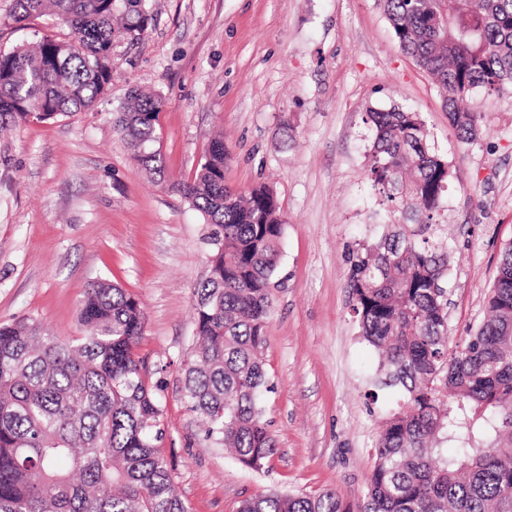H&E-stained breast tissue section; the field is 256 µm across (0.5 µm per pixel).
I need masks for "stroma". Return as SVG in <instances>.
Segmentation results:
<instances>
[{"label": "stroma", "instance_id": "1", "mask_svg": "<svg viewBox=\"0 0 512 512\" xmlns=\"http://www.w3.org/2000/svg\"><path fill=\"white\" fill-rule=\"evenodd\" d=\"M0 0V51L67 37L43 18L18 28ZM152 21L112 52L110 90L69 117L0 131V323L31 317L55 336L85 335V288L117 282L145 314L141 355L167 362L166 438L192 512H238L267 492L335 491L363 503L380 423L393 395L370 404L378 358L359 333L348 276L353 252L383 228L363 117L399 104L419 113L452 162L442 234L448 335L483 323L501 250L512 241V93L477 92L487 126L460 146L432 77L397 44L379 0H147ZM163 100V175L136 162L114 117L130 87ZM225 183L275 194L285 222L273 278L265 418L277 441L256 473L206 441L180 393L194 337L192 293L207 274L210 228L174 191L215 135Z\"/></svg>", "mask_w": 512, "mask_h": 512}]
</instances>
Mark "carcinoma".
I'll return each mask as SVG.
<instances>
[{
	"label": "carcinoma",
	"mask_w": 512,
	"mask_h": 512,
	"mask_svg": "<svg viewBox=\"0 0 512 512\" xmlns=\"http://www.w3.org/2000/svg\"><path fill=\"white\" fill-rule=\"evenodd\" d=\"M400 49L431 74L457 140L472 144L486 115L478 91L512 93V0H381ZM45 16L70 39L0 52V126L89 110L107 90L112 49L141 38L146 0H14L13 17ZM161 99L129 89L116 126L132 157L162 173ZM367 172L387 232L352 256L349 288L360 333L379 353L371 397L402 403L374 446L364 512H512V244L501 255L488 317L449 349L448 249L434 240L451 162L419 113L371 108ZM224 140L177 191L210 226L212 276L195 289L194 341L181 361L186 407L204 437L243 467L268 470L276 439L261 407L265 355L284 222L264 185L224 183ZM90 334L64 341L29 317L0 324V512H190L165 439L167 365L138 353L139 299L108 281L88 285L79 309ZM459 444L443 454L439 436ZM239 512H350L336 493L271 492Z\"/></svg>",
	"instance_id": "carcinoma-1"
}]
</instances>
